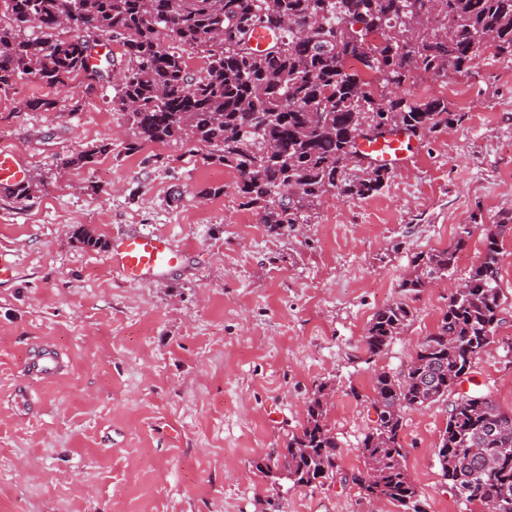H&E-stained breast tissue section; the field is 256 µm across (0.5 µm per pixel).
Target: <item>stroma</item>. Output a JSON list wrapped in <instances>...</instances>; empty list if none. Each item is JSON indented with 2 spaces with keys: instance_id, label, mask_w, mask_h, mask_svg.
<instances>
[{
  "instance_id": "stroma-1",
  "label": "stroma",
  "mask_w": 512,
  "mask_h": 512,
  "mask_svg": "<svg viewBox=\"0 0 512 512\" xmlns=\"http://www.w3.org/2000/svg\"><path fill=\"white\" fill-rule=\"evenodd\" d=\"M453 81L458 124L412 140L411 161L372 198L326 197L311 223L279 235L241 205L223 166L175 143L127 153L116 83L76 99L23 79L1 96L0 147L42 186L20 203L0 194V250L16 262L14 279L0 281V512H403L348 480L364 467L373 376L407 366L441 319L449 282L482 256L483 225L512 211V59L482 50ZM32 97L57 108L21 110ZM102 142L112 151L95 164L62 167ZM207 186L224 193L197 198ZM80 224L108 242L164 234L186 255L130 285L109 249L74 240ZM465 230L450 278L404 293L414 256ZM500 258L497 344L447 399L405 414L403 464L425 512H480L436 458L453 400L488 393L512 410V232ZM396 301L411 321L368 356L372 316ZM45 348L59 358L47 379L28 369ZM323 385L342 477L312 487L267 477L260 463L301 428Z\"/></svg>"
}]
</instances>
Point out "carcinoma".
<instances>
[{"label":"carcinoma","mask_w":512,"mask_h":512,"mask_svg":"<svg viewBox=\"0 0 512 512\" xmlns=\"http://www.w3.org/2000/svg\"><path fill=\"white\" fill-rule=\"evenodd\" d=\"M0 1V94L23 78L49 86L76 80L93 90L112 71V58L91 63L88 39L121 42L127 63L113 104L131 124L127 152L175 142L224 166L235 174L241 205L272 234L308 223L328 195L363 200L381 191L390 171L361 165L359 140L368 137L362 122L421 139L461 119L445 98L411 100L389 86L401 87L414 71L441 79L450 69L463 74L488 47L512 57V0ZM33 24L40 35H24ZM258 30L271 36L264 49L250 45ZM188 49L203 61L200 68L190 69ZM109 151V143L94 145L62 166H88ZM511 229V211L486 225L483 257L448 294L436 329L405 369L374 373L376 419L361 440L365 469L351 476L365 497L423 512L403 465L404 414L447 396L496 343L500 238ZM468 234L417 254L401 288L417 292L449 276ZM73 237L87 248L106 247L84 225ZM412 317L403 301L376 312L362 339L369 357ZM325 405L319 389L306 422L266 470L280 468L306 487L339 474V443ZM436 455L457 496L512 512V412L501 411L490 394L452 404Z\"/></svg>","instance_id":"cac0c4a2"}]
</instances>
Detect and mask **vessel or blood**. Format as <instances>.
Masks as SVG:
<instances>
[{"label": "vessel or blood", "mask_w": 512, "mask_h": 512, "mask_svg": "<svg viewBox=\"0 0 512 512\" xmlns=\"http://www.w3.org/2000/svg\"><path fill=\"white\" fill-rule=\"evenodd\" d=\"M360 149L378 165L396 170L410 159L405 133H392L376 141H361ZM27 167L21 156L7 148L0 149V183L15 186L24 183ZM183 258L182 249L168 236L154 232H132L112 242V262L122 278L134 284L176 268Z\"/></svg>", "instance_id": "b4317fda"}]
</instances>
